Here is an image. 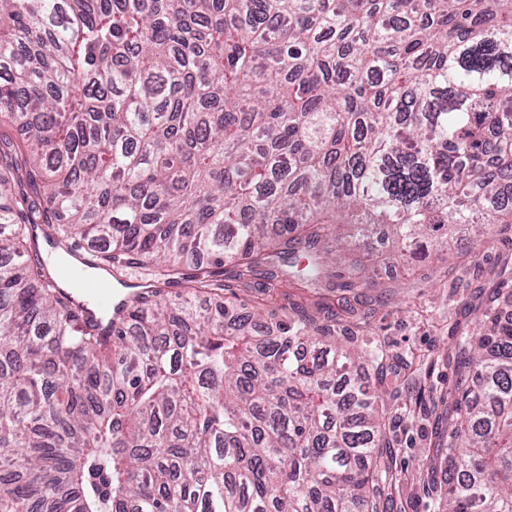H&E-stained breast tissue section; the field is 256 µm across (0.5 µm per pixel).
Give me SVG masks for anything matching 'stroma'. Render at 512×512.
<instances>
[{
	"label": "stroma",
	"mask_w": 512,
	"mask_h": 512,
	"mask_svg": "<svg viewBox=\"0 0 512 512\" xmlns=\"http://www.w3.org/2000/svg\"><path fill=\"white\" fill-rule=\"evenodd\" d=\"M331 287L304 295L280 289L269 312L280 319L305 312L320 319L345 296L344 282L361 279L365 314L360 328L346 323L335 336L346 349L381 347L396 371L380 376L359 363L352 372L374 390L386 416L392 475L382 486V512H444L445 474L435 462L439 432L451 414L456 379L448 356L475 335L488 308L512 306L497 294L512 276V224H476L469 235L431 248L422 262L398 256L374 238L337 252Z\"/></svg>",
	"instance_id": "35a3bbf8"
}]
</instances>
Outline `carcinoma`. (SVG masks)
Here are the masks:
<instances>
[{
    "instance_id": "obj_1",
    "label": "carcinoma",
    "mask_w": 512,
    "mask_h": 512,
    "mask_svg": "<svg viewBox=\"0 0 512 512\" xmlns=\"http://www.w3.org/2000/svg\"><path fill=\"white\" fill-rule=\"evenodd\" d=\"M2 125L0 512H377L386 353L261 336L211 268L512 224V0H0ZM46 237L147 292L83 321ZM458 349L447 512H512V321Z\"/></svg>"
}]
</instances>
